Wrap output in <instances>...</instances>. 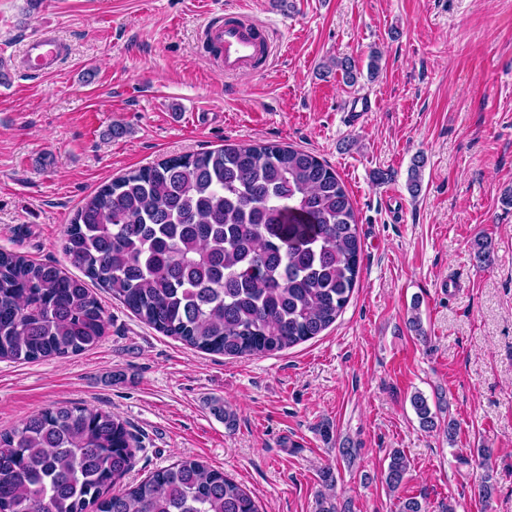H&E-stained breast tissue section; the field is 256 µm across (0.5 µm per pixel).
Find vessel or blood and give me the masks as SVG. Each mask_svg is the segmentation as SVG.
Returning a JSON list of instances; mask_svg holds the SVG:
<instances>
[{
	"label": "vessel or blood",
	"instance_id": "vessel-or-blood-1",
	"mask_svg": "<svg viewBox=\"0 0 512 512\" xmlns=\"http://www.w3.org/2000/svg\"><path fill=\"white\" fill-rule=\"evenodd\" d=\"M208 32L221 48L224 70L228 73L247 72L256 57L269 49L266 26L245 19L237 10L229 11L226 22L209 24ZM58 51V45L50 35L44 34L32 40L26 51L29 68L36 72L44 71Z\"/></svg>",
	"mask_w": 512,
	"mask_h": 512
}]
</instances>
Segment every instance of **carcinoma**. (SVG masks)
Masks as SVG:
<instances>
[{
	"label": "carcinoma",
	"mask_w": 512,
	"mask_h": 512,
	"mask_svg": "<svg viewBox=\"0 0 512 512\" xmlns=\"http://www.w3.org/2000/svg\"><path fill=\"white\" fill-rule=\"evenodd\" d=\"M63 250L143 322L207 352L270 354L313 339L349 302L361 250L353 201L317 155L244 143L165 159L104 185L76 210ZM85 283L0 250V359L78 354L105 336ZM412 405L435 426L425 397ZM110 412L56 406L0 432V512H259L195 459L103 496L137 447ZM408 461L391 455L398 489Z\"/></svg>",
	"instance_id": "1"
}]
</instances>
